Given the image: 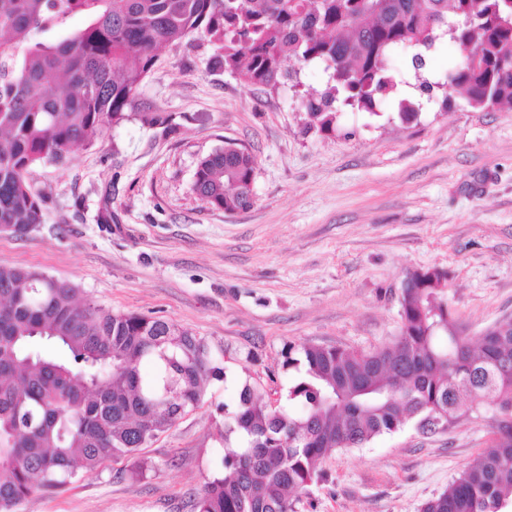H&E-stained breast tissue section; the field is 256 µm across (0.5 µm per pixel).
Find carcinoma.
I'll return each mask as SVG.
<instances>
[{
	"instance_id": "carcinoma-1",
	"label": "carcinoma",
	"mask_w": 512,
	"mask_h": 512,
	"mask_svg": "<svg viewBox=\"0 0 512 512\" xmlns=\"http://www.w3.org/2000/svg\"><path fill=\"white\" fill-rule=\"evenodd\" d=\"M0 0V232L24 238L45 224L46 196L28 174L66 162L126 117L156 51L204 34L224 71L275 88L286 64L317 62L325 89L302 97L310 122L336 128L342 107L373 111L398 86L389 55L446 35L461 56L441 87L474 109L512 103V0ZM81 14L86 25L65 29ZM424 56L411 67L420 88ZM421 107L402 99L398 117ZM255 162L232 144L201 158L193 190L213 209L253 205ZM396 342L358 351L290 344L287 404L243 386L224 421L220 469L196 512H296L294 494L323 479L330 448L361 446L411 418L456 419L492 403V448L422 512H512V318L461 352L438 272L407 275ZM77 288L43 272L0 267V512L38 491L135 453L168 431L223 375L200 337L140 314L75 302ZM151 370H143L144 364Z\"/></svg>"
}]
</instances>
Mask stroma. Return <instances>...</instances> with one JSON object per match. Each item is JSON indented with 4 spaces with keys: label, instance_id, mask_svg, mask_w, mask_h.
<instances>
[{
    "label": "stroma",
    "instance_id": "1",
    "mask_svg": "<svg viewBox=\"0 0 512 512\" xmlns=\"http://www.w3.org/2000/svg\"><path fill=\"white\" fill-rule=\"evenodd\" d=\"M460 54L440 38L418 78L411 50L397 51L395 94L373 114L343 108L324 133L300 104L325 88L323 65L258 89L220 69L215 47L195 36L159 51L126 121L73 148L68 162L31 170L46 222L25 239L0 235V266L71 281L80 298L115 313L173 321L220 352L224 374L156 441L32 495L22 512H194L243 385L276 406L295 376L283 365L288 344H393L410 271L446 273L448 304L469 339L512 316V106L478 110L457 96L442 109L437 84ZM423 77L432 93L421 92ZM401 99L421 103L417 121L398 119ZM143 112L168 123L143 126ZM230 143L256 164L245 211L209 208L193 191L199 160ZM491 439L485 416L434 434L407 421L329 451L323 481L296 510L420 512ZM143 462L151 470L136 477Z\"/></svg>",
    "mask_w": 512,
    "mask_h": 512
}]
</instances>
